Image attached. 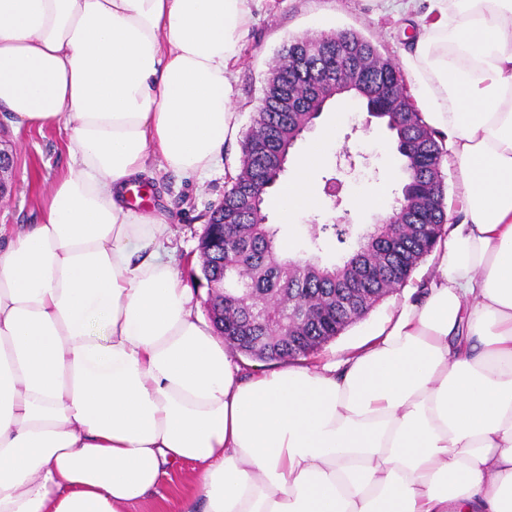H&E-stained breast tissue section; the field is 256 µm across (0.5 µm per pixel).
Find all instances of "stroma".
Instances as JSON below:
<instances>
[{
    "mask_svg": "<svg viewBox=\"0 0 512 512\" xmlns=\"http://www.w3.org/2000/svg\"><path fill=\"white\" fill-rule=\"evenodd\" d=\"M423 22L422 11L406 15L388 6L386 0H252L251 17L238 55L229 64L231 107L237 114L240 133L248 132L268 74L280 60L284 47L301 37L340 31L357 33L399 68L407 91L417 95V83L405 66V56L411 52L412 38ZM340 111L346 112L347 117L336 128L338 147L326 158L317 176L321 183L332 177L342 181L340 204H333L329 196L319 194L317 205L293 223L285 221L277 205L269 207V221L280 226L290 255H307L309 230L315 224H351L360 233L373 228L379 212L361 211L355 206L364 190L386 186V203L390 206L401 194L402 160L390 146L389 132L376 120L364 124L363 113L346 99H335L326 106L314 126L297 141L295 152H302L307 144L322 136L330 117ZM67 141L65 127L17 130L11 124L10 114L0 112V149L8 150L14 158L13 169L6 176L8 191L0 198V224L18 231L37 222L44 195L53 181L67 172ZM347 153L354 160L353 166L341 162ZM240 159L241 144L235 141L225 144L221 165L204 182L160 168L155 159L144 174L146 180L156 185L154 210L164 214L172 226L170 253L192 290L196 313L204 320L209 317L207 290L191 276L192 269L199 266L197 246L204 229L203 216L222 201L231 177L240 170ZM404 297L401 290L387 296L365 318L308 358L307 366L345 358L385 324ZM193 486L192 464L181 465L164 479L159 497L140 504L138 512H161L162 504L188 496Z\"/></svg>",
    "mask_w": 512,
    "mask_h": 512,
    "instance_id": "stroma-1",
    "label": "stroma"
}]
</instances>
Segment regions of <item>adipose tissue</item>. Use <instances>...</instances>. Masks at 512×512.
I'll return each mask as SVG.
<instances>
[{"label": "adipose tissue", "mask_w": 512, "mask_h": 512, "mask_svg": "<svg viewBox=\"0 0 512 512\" xmlns=\"http://www.w3.org/2000/svg\"><path fill=\"white\" fill-rule=\"evenodd\" d=\"M249 2L0 0V112L69 137L38 223L0 229V512H134L186 462L175 512H512V0H425L408 56L464 204L431 278L342 360L245 380L122 189L235 139ZM335 145L297 157L287 218Z\"/></svg>", "instance_id": "ef3b65f1"}]
</instances>
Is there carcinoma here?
<instances>
[{"label":"carcinoma","instance_id":"carcinoma-1","mask_svg":"<svg viewBox=\"0 0 512 512\" xmlns=\"http://www.w3.org/2000/svg\"><path fill=\"white\" fill-rule=\"evenodd\" d=\"M360 51L363 75L372 82L382 74L397 85L398 96L415 108L395 67L381 68L377 49L366 39L349 33L346 41L299 39L291 42L279 66L281 83L264 86L261 110L253 122L275 132L262 151L263 163L251 166L254 141L241 145V166L224 200L211 210L205 227L211 246V265L201 272L214 306H224V327L211 326L224 344L237 354L265 362L290 363L320 351L338 332L365 317L369 310L405 287L437 241L448 234L443 177L423 166L406 167L411 189L430 197L427 223L431 238L424 242L419 224H377L358 237L351 251L336 262L320 256L319 240L336 234V225L314 227L313 249L291 257L279 246L280 228L269 223L267 197L283 171L279 155L293 147L301 129V116L279 109L285 94L309 96L313 75L329 62L347 60L343 43ZM394 144L407 145L419 134L424 155L445 153L438 131L414 112V122L389 128Z\"/></svg>","mask_w":512,"mask_h":512}]
</instances>
